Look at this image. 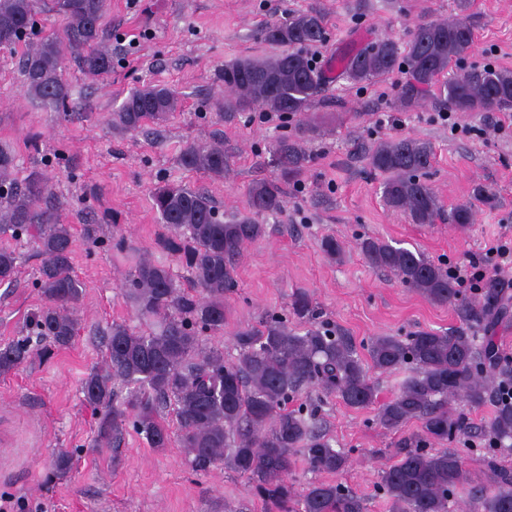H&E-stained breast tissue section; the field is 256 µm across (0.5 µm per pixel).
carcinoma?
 Returning a JSON list of instances; mask_svg holds the SVG:
<instances>
[{
  "label": "carcinoma",
  "mask_w": 512,
  "mask_h": 512,
  "mask_svg": "<svg viewBox=\"0 0 512 512\" xmlns=\"http://www.w3.org/2000/svg\"><path fill=\"white\" fill-rule=\"evenodd\" d=\"M50 2L62 18L61 27L23 52L21 71L32 100L50 111L67 112L74 101L62 74L65 53L92 80L112 74V55L99 48L107 0ZM467 6L468 0H458L460 14L417 24L402 45L387 37L342 53L337 58L339 75L359 82L403 67L409 74L402 93L407 107L417 105L422 93L434 87L454 112L512 106V72L474 69L440 81L473 47L474 34L461 15ZM38 13L39 0H0V40L5 46L14 48L29 39ZM324 37L323 20L314 12H296L269 24L264 38L282 52L224 64L218 79L230 95L225 106L239 111L265 106L282 115L305 111L325 77L303 49ZM177 106L170 89L148 85L131 90L110 122L135 131L166 120ZM271 152L280 180L249 188L247 215L224 220L203 188L166 183L151 190L152 208L167 229L157 245L180 259L191 273L193 288L180 287L163 264L143 259L135 265L125 296L144 328L112 323L103 365L80 385L82 403L97 417L96 442L111 446L117 455L132 428L150 447L167 448L174 424L194 472L230 469L245 478L265 512H364L363 498L340 483L311 484L300 492L288 483L297 450L316 472L337 475L349 464L348 454L333 448L321 430L315 407L288 408L302 393L319 388L354 409L378 405L376 421L389 432L418 424L410 445L398 449V459L381 470L379 487L390 512H452L458 490L469 485V471L458 453H433L427 444L451 441L468 429L457 402L479 408L497 394L493 368L498 356L492 339L479 344L468 330L480 325L487 330L506 311L500 290L485 289L479 304L465 301L455 279L419 250L368 237L360 250L369 266L392 273L432 303L455 306L463 326L404 338L377 336L363 356L352 337L319 321L308 293L297 292L290 314L269 313L258 326L235 333L237 361L226 362L221 348L204 343L202 333L224 332V294L236 287L243 248L266 233L253 216L282 211L286 199L280 181L306 163L298 141L286 136ZM431 157L429 143L412 137L378 143L367 154L369 165L387 174L386 205L409 212L418 224L433 223L441 211L437 196L423 181ZM179 164L190 173L222 178L224 148L190 143ZM53 196V185L38 172L19 177L15 151L0 146V200H6L0 237L22 234L43 257L37 281L43 304L27 318L28 336L0 347V376L20 368L36 350L46 356L71 346L76 336L73 311L86 286L73 273L72 226L61 223L49 207ZM448 223H472L471 207L455 208ZM17 261L14 248L0 247V284L14 281ZM290 315L303 327H288ZM367 359L385 373L410 368L395 394L380 405ZM483 433L495 444L512 440V405L496 406ZM72 460L68 453L56 455L47 479L65 477ZM488 469L490 485L471 489L469 512H512V470L494 459Z\"/></svg>",
  "instance_id": "1"
}]
</instances>
